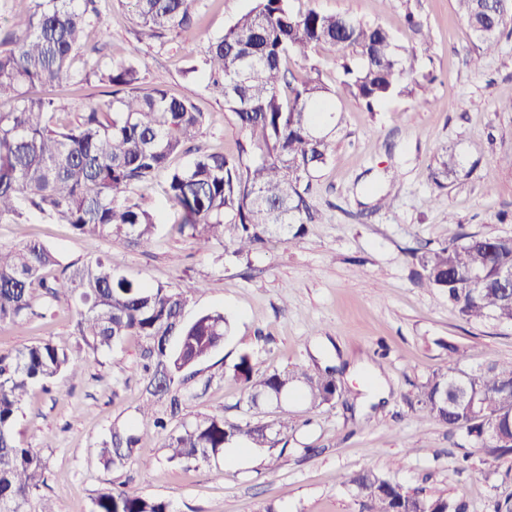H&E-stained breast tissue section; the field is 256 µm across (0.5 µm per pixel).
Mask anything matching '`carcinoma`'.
I'll return each mask as SVG.
<instances>
[{"label":"carcinoma","instance_id":"cac0c4a2","mask_svg":"<svg viewBox=\"0 0 512 512\" xmlns=\"http://www.w3.org/2000/svg\"><path fill=\"white\" fill-rule=\"evenodd\" d=\"M99 2L33 0L0 38V99L16 101L14 111L0 113V224L26 223L28 205L77 235L121 238L147 253L157 242V218L129 193L161 176L165 196L179 206L180 231L201 250L227 241L233 256L247 258L276 237L300 235L315 219L312 180L332 156L336 99L351 96L373 112L393 98L424 96L436 80L431 72L419 74L417 55L397 45L380 23L314 8L299 12L293 0H253L223 35L207 39L200 59L193 49L186 53L191 63L185 73H201L205 90L224 100L245 133L236 153L208 152L195 145L205 113L188 97L142 86L139 47L105 67L96 48H88L89 30L101 24ZM121 2L150 38L195 34L198 0ZM455 5L479 43L470 59L477 67L512 25V0ZM319 49L336 53L338 84L323 80L313 61ZM290 57L309 62L302 77L288 78ZM93 77L103 90L74 123L60 122L63 105L56 99L24 91ZM187 154V165L170 166L171 158ZM463 170L461 154L445 148L430 178L444 190ZM410 255L420 281L446 294L461 319L512 325V290L498 283L500 274L512 273V236L460 233ZM63 300L74 305V336L84 357L52 340L0 352V512H53L46 503L36 506L48 460L16 430L30 390L50 391L63 372L81 376L99 353L128 336L144 342L146 401L133 425L112 426L101 442L105 469H126L136 448L158 436L177 464L208 462L234 443L263 448L272 460L284 453L298 427L286 409L270 424L180 417L189 399L181 384L224 345L230 329L224 314L186 321V291L132 279L109 255L64 265L38 241L0 245V326L42 317ZM231 373L250 411L276 407L279 396L291 393L310 410L340 395L333 366L258 375L245 351ZM416 404L420 420L445 423L494 458L512 455V362L467 371L450 346L445 367L419 386ZM347 485L367 512H468L463 502L425 495L370 469L351 474ZM92 503V512H172L167 500L113 484L99 489Z\"/></svg>","mask_w":512,"mask_h":512}]
</instances>
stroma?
Returning a JSON list of instances; mask_svg holds the SVG:
<instances>
[{"mask_svg": "<svg viewBox=\"0 0 512 512\" xmlns=\"http://www.w3.org/2000/svg\"><path fill=\"white\" fill-rule=\"evenodd\" d=\"M252 4L201 0L200 35H222ZM312 6L385 25L399 45L416 49L420 65L436 80L419 107L396 98L369 112L356 99L337 100L343 120L333 157L312 182L317 216L304 235L273 239L247 262L229 256L219 243L198 250L178 229L177 206L154 184L133 193L158 214L157 243L149 252L118 238L76 236L68 225L35 211L28 223L0 224V244L35 239L67 263L108 254L131 278L190 290L186 319L224 313L231 332L186 383L194 394L186 417L276 419L272 407L247 414L238 407L244 391L231 367L244 351L261 373L335 365L343 398L311 413L301 403L289 404L303 427L272 470L266 452L257 448L216 462L176 465L153 439L136 451L148 468L113 472L99 462L100 443L112 424L133 423L144 396L142 343L127 337L81 377L60 375L48 394L33 388L22 408L24 439L49 460L42 493L55 512H91L96 489L107 482L166 499L174 512H260L270 502L278 512H366L344 484L365 468L423 494L464 501L469 512H495L498 501L512 496V457L495 459L446 425L421 422L413 400L417 386L443 366L449 346L458 348L467 370L511 361L512 327L461 320L447 296L420 282L408 254L460 232L512 236V112L497 109L512 98V36H503L475 67L470 58L476 40L454 0L294 3L301 11ZM409 10L421 19L423 34L407 27ZM102 11L104 29L92 31L90 41L102 44L103 62L121 61L132 44H140L144 86L191 98L208 117L201 146L235 153L242 131L223 99L187 75L184 53L159 39H138L118 0H104ZM444 146L466 161L478 157L495 167L494 187H486L477 169L445 190L435 189L430 167ZM379 194L388 196L389 208L374 210ZM199 281L204 290L192 292ZM74 324L73 306L59 304L46 318L0 327V351L71 339Z\"/></svg>", "mask_w": 512, "mask_h": 512, "instance_id": "35a3bbf8", "label": "stroma"}]
</instances>
